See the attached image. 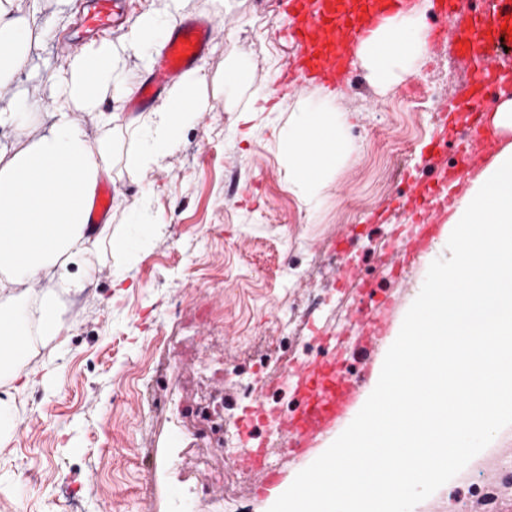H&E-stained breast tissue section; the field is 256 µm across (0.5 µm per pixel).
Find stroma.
Returning a JSON list of instances; mask_svg holds the SVG:
<instances>
[{"instance_id": "1", "label": "stroma", "mask_w": 512, "mask_h": 512, "mask_svg": "<svg viewBox=\"0 0 512 512\" xmlns=\"http://www.w3.org/2000/svg\"><path fill=\"white\" fill-rule=\"evenodd\" d=\"M43 8L31 69L44 81L69 55L61 38L75 11L58 20L52 0ZM184 13L220 27L198 61L206 110L159 167L137 177L115 174L118 200L125 210H145L156 233L124 265L104 247L92 285L79 296L62 295L64 345L33 337L7 424L10 444L0 454V512H169L182 485L165 460L189 438L168 412H149L144 387L189 408L200 381L234 412L235 376L251 372L258 359L269 366L258 383L269 395L302 349H336L328 329L357 334L352 314L362 281L387 285L400 320L431 260L448 255L445 244H434L400 279L384 264L407 222L395 198L409 180L433 179L426 145L444 120L411 111L410 90L425 84L446 111L457 106L474 65L454 43H430L415 74L383 93L359 70L336 101L350 116L344 138L353 156L329 177L318 209L309 210L288 183L279 141L296 106L319 105L325 89L281 98L258 129L241 118L254 90L273 87L294 52L278 0H188ZM233 50L248 77L229 95L235 105L228 110L222 75ZM317 293L327 304L314 311L309 299ZM286 314L292 330L283 336ZM510 443L512 426L414 512H459L469 471L493 480L484 463ZM211 478L214 496L232 512H268L273 504V495L257 494L256 474L237 458L219 460Z\"/></svg>"}]
</instances>
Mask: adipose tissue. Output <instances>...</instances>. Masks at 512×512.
<instances>
[{
  "label": "adipose tissue",
  "mask_w": 512,
  "mask_h": 512,
  "mask_svg": "<svg viewBox=\"0 0 512 512\" xmlns=\"http://www.w3.org/2000/svg\"><path fill=\"white\" fill-rule=\"evenodd\" d=\"M185 2L159 0L141 13L121 43L106 38L69 56L50 90L35 84L17 93L13 87L30 65L38 19L19 0H0V91L13 92L0 104V129L14 133L0 141V325L11 324L20 336L35 331L60 340L61 293H80L94 279L92 258L104 241H111L116 253H127L126 240L113 238L110 225L88 221L98 183L111 177L117 163L131 176L160 165L204 104L206 77L193 70L148 112L123 118L102 109L105 101L135 90L126 53L150 66ZM427 8L426 0H417L357 46L356 60L379 90L411 75L425 58ZM334 100L330 93L318 108L299 104L281 135L288 181L309 209L319 204L328 177L351 157L344 139L349 118ZM42 111L48 122L32 125V116ZM81 112L96 114V131L78 120ZM32 283L41 289L25 312L17 290Z\"/></svg>",
  "instance_id": "obj_1"
}]
</instances>
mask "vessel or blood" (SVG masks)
<instances>
[{
  "label": "vessel or blood",
  "mask_w": 512,
  "mask_h": 512,
  "mask_svg": "<svg viewBox=\"0 0 512 512\" xmlns=\"http://www.w3.org/2000/svg\"><path fill=\"white\" fill-rule=\"evenodd\" d=\"M434 31L437 39L457 44L471 60L474 72L466 87L467 97L453 118L454 125L466 127L468 136L457 147V159L443 168L434 183L411 184L405 195L417 233L399 239L390 250L391 263L423 256L430 241L439 235L456 202V187L465 184L475 170L497 152L502 138L485 117L484 101L512 99V69L505 67L487 46L507 40L512 27V0H497L492 17L475 14L470 25L461 26L457 0H436ZM288 16V35L300 52L290 58L276 78L277 95L315 84L344 90L355 69L353 57L358 44L387 18L405 11L413 0H283ZM125 0H82L79 28L85 34H104L119 25ZM215 22L193 16L170 33L164 53L154 69L141 80L131 111L151 105L204 55L216 34ZM394 302L387 299L370 311H358L357 321L364 335L354 346L363 370H370L373 347L381 345L390 330ZM289 380L304 407L283 421L280 434L289 471H297L308 453L319 448L349 417L362 388L351 378L343 360L321 357L298 365Z\"/></svg>",
  "instance_id": "obj_1"
}]
</instances>
